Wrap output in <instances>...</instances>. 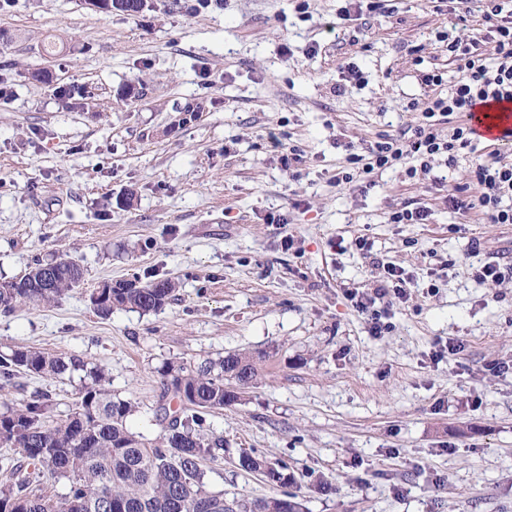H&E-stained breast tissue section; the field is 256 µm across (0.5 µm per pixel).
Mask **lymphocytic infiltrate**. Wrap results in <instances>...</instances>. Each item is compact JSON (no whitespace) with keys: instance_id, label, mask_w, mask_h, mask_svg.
Listing matches in <instances>:
<instances>
[{"instance_id":"1","label":"lymphocytic infiltrate","mask_w":512,"mask_h":512,"mask_svg":"<svg viewBox=\"0 0 512 512\" xmlns=\"http://www.w3.org/2000/svg\"><path fill=\"white\" fill-rule=\"evenodd\" d=\"M488 23L483 42L489 44L488 54L472 52L469 44L448 41L445 49L459 64L462 73L445 96H435L426 103L410 137H379L363 153L347 157L348 172L338 176V183L348 184L357 178L397 165H408L410 173H430L439 160L454 163L460 151L474 150L478 139L466 115L480 103H512V14H505L502 0H481ZM449 124L448 134H441V124ZM470 182L477 188V206L493 224H512V162L500 153L489 152L487 160L476 163ZM406 279L400 267L385 265L384 275L372 292H350L349 298L358 312L365 314L372 335H381L387 328L386 313L378 309L384 299L405 300Z\"/></svg>"}]
</instances>
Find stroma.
Segmentation results:
<instances>
[{"instance_id":"obj_1","label":"stroma","mask_w":512,"mask_h":512,"mask_svg":"<svg viewBox=\"0 0 512 512\" xmlns=\"http://www.w3.org/2000/svg\"><path fill=\"white\" fill-rule=\"evenodd\" d=\"M342 4L147 0L128 16L0 0V281L62 255L84 269L54 304L0 311V351L100 365L148 439L163 433L164 363L247 352L257 385L208 417L226 448L206 466L210 490L273 495L236 467L245 449L287 463L305 512H512V280L473 276L512 262V224L445 203L456 188L474 197L476 154L336 183L347 145L415 124L425 73L458 79L441 33L486 51L483 14L387 0L342 29ZM55 37L64 48L46 56ZM352 64L365 83L347 80ZM407 204L431 208L428 223H389ZM388 262L404 269L407 298L373 336L348 292L377 287ZM157 277L178 284L160 311L103 317L90 304L102 280ZM79 385L0 380V412L45 392L63 421ZM320 478L329 492L312 490Z\"/></svg>"}]
</instances>
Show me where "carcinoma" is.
Here are the masks:
<instances>
[{
  "label": "carcinoma",
  "mask_w": 512,
  "mask_h": 512,
  "mask_svg": "<svg viewBox=\"0 0 512 512\" xmlns=\"http://www.w3.org/2000/svg\"><path fill=\"white\" fill-rule=\"evenodd\" d=\"M83 282V270L66 259L36 261L19 277L0 282V309L21 303L46 306ZM93 290L90 301L102 315L114 309L155 312L171 300L177 285L170 279L136 284L112 283ZM247 372L242 388L259 375L254 356L229 353L198 366L167 362L161 375L181 403L172 412L164 405L156 419L165 431L151 441L132 432L130 402L112 398L105 371L80 358L49 355L31 347L0 354V379L16 373L45 377L79 376L75 408L61 423L51 421L50 396L34 397L19 409L0 413V445L20 449L34 466L67 480V492L54 501L31 488L33 480L18 477L0 486V512H286L297 495L288 492V465L271 463L253 451L240 452L236 463L245 472H266L280 494L249 500L224 497L208 488L203 461L224 455V438L207 437V415L240 400L227 388V373Z\"/></svg>",
  "instance_id": "carcinoma-1"
}]
</instances>
